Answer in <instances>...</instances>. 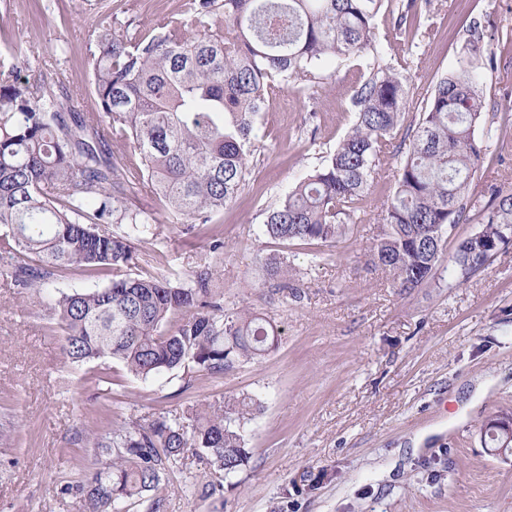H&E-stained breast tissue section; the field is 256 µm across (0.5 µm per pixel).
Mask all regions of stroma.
<instances>
[{
    "mask_svg": "<svg viewBox=\"0 0 512 512\" xmlns=\"http://www.w3.org/2000/svg\"><path fill=\"white\" fill-rule=\"evenodd\" d=\"M179 0H0V71L35 56L42 75L92 112L87 51L104 16L141 28L178 17ZM441 32L399 34L408 123L441 75L455 71L470 21L494 53L485 75L497 104L482 179L512 187V0H431ZM362 71L333 60L305 93L272 92L254 131L256 165L245 191L213 223H175L160 201L158 238L138 243L136 271L184 277L220 265L225 306L275 318L277 347L261 360L211 377L187 369L148 379L118 361L73 364L47 293L16 287L0 268V512H87L66 484L91 477L94 434L129 420H176L191 429L200 406L243 394L262 407L247 427L250 459L219 479L198 449L161 473L158 493L128 512H512V462L496 457L481 427L512 416V245L459 282L438 269L419 288H392L371 261L376 224H358L335 245L283 244L263 236V212L332 152L354 121ZM224 242L222 260L209 251ZM166 263L149 261L152 251ZM282 254L299 299L281 305L260 260ZM221 481L220 491L205 493Z\"/></svg>",
    "mask_w": 512,
    "mask_h": 512,
    "instance_id": "stroma-1",
    "label": "stroma"
}]
</instances>
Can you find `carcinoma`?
<instances>
[{"label": "carcinoma", "instance_id": "cac0c4a2", "mask_svg": "<svg viewBox=\"0 0 512 512\" xmlns=\"http://www.w3.org/2000/svg\"><path fill=\"white\" fill-rule=\"evenodd\" d=\"M393 0H184L181 18L143 32L101 23L87 65L94 112H77L42 78L19 66L0 72V262L20 288L46 290L63 270L112 274L104 286L52 299L72 363L100 357L148 379L186 368L220 375L258 361L278 343L274 319L254 308L224 307L221 281L205 270L190 284L132 275L134 242L153 233L154 212L135 204L149 190L179 224H209L235 202L254 168V130L266 96L310 89L321 66L362 58L353 93L355 121L321 165L267 211L266 237L336 242L361 224L393 140L409 141L393 192L377 213L375 266L392 287L418 288L443 263L448 228L483 210L480 228L449 262L468 280L512 244V189L488 186L472 199L487 126L481 73L462 57L441 77L415 126L405 80L382 64L375 19ZM398 30L417 25V0L394 6ZM119 141L130 152L112 155ZM281 281L280 303L297 299L285 257L265 260ZM261 403L249 396L207 404L192 433L164 419L131 421L93 438L102 458L81 495L89 512H124L156 491L161 470L201 448L222 474L249 459L246 427Z\"/></svg>", "mask_w": 512, "mask_h": 512}]
</instances>
